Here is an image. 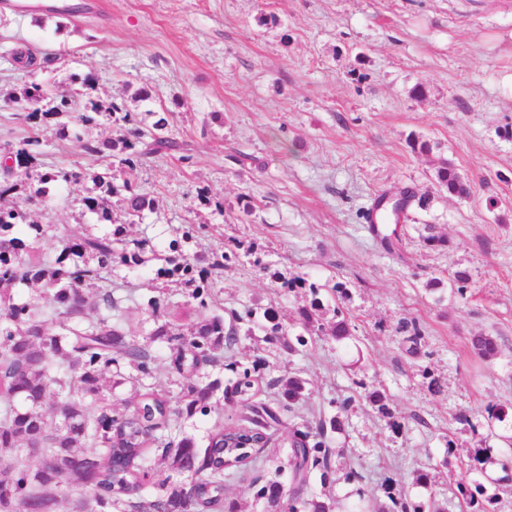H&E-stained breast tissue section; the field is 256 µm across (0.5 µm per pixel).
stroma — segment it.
I'll return each instance as SVG.
<instances>
[{
    "label": "stroma",
    "instance_id": "obj_1",
    "mask_svg": "<svg viewBox=\"0 0 512 512\" xmlns=\"http://www.w3.org/2000/svg\"><path fill=\"white\" fill-rule=\"evenodd\" d=\"M101 2L103 12L67 17L0 9V150L29 134L13 95L32 83L70 94L75 72L93 74L90 97L122 104L141 128L151 112L167 113L179 148L144 159L138 188L156 210L128 226V239L148 237L163 250L180 225L198 224L193 255L235 252L216 305L239 340L213 375L232 382L257 366L256 397L274 409L284 379L305 383L257 461L225 478V499L239 512H270L256 486L275 480L292 489L287 460L300 429L324 432L335 450V483L325 489L311 475L303 494L329 495L336 512L362 502L386 512L389 483L446 512H462L458 484L479 483L495 512H512V485L502 481L512 475V415L488 413L512 403V0ZM27 50L49 65L15 62ZM144 89L153 102L140 100ZM39 138L43 166L93 173L107 164L60 138L55 124L41 126ZM444 162L470 182L469 197L439 184ZM404 188L416 200L389 251L364 215L380 194ZM202 189L222 209L197 206ZM24 210L62 233L106 231L78 191L59 189ZM429 231L443 245H427ZM458 271L470 276L462 292ZM296 277L306 287L284 288ZM337 284L348 292L340 302ZM112 286L125 300L121 325L142 343L153 327L149 298L185 325L206 316L188 305L184 284L158 281L149 267L114 269ZM315 296L324 304L318 327L293 354L265 342L261 324L232 319L268 310L298 334L299 310ZM338 308L351 330L343 341L332 334ZM405 321L420 330L417 347L399 331ZM481 333L498 338L497 357L474 355L470 339ZM155 350V377L113 388L114 408L153 387L176 409L173 437L239 423L245 408L231 393L217 396L208 415L179 414L189 381L166 376L170 350ZM372 389L383 406L366 400ZM334 418L340 429H330ZM477 448L488 460L472 470ZM353 466L363 480L347 479ZM421 472L430 486L417 484Z\"/></svg>",
    "mask_w": 512,
    "mask_h": 512
}]
</instances>
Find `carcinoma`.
Masks as SVG:
<instances>
[{
    "label": "carcinoma",
    "instance_id": "cac0c4a2",
    "mask_svg": "<svg viewBox=\"0 0 512 512\" xmlns=\"http://www.w3.org/2000/svg\"><path fill=\"white\" fill-rule=\"evenodd\" d=\"M14 101L25 111L32 133L6 151L0 163V512H55L51 487L75 495L74 512H238L236 503L224 499V472L247 467L252 449L225 455L221 424L200 442L188 436L165 439L175 411L152 387L140 395L142 413L116 412L103 398L105 374L118 384L126 379L127 367L151 377L155 362L151 346L130 338L118 324L122 306L108 278L112 268L136 270L146 263L149 252L161 261L156 278L187 284L189 303L206 309L215 303L216 281L232 259L226 252L211 260L191 255L189 249L201 229L197 224L181 225L168 244L170 255L164 257L155 255L147 239L126 240V224H137L155 211L154 199L137 190L144 158L177 146L166 135V113H151L155 121L147 131L136 126L117 139L83 142L91 154L119 150L118 165L88 174L43 168L38 127L52 120L61 135L72 133L78 139L80 128L129 125L134 122L131 113L122 112L114 102L57 100L36 83L25 86ZM437 177L449 193L470 196V183L448 163L438 168ZM88 182L92 188L83 203L112 230L103 235H59L57 251L40 256L37 242L54 229L25 222L20 200L44 198L61 184L80 190ZM24 186L29 193L22 197ZM114 198L127 218L125 224L112 218ZM89 291L96 298L93 317L85 311ZM148 308L154 323L150 335L170 349L169 371L198 377L183 392L181 412L189 417L207 414L222 382L206 369L216 366L224 346L237 343L236 329L224 330L221 315L184 326L168 318L156 298L148 301ZM323 308L319 298H312L300 311L304 325H314ZM263 317L271 324L270 335L288 350L307 345L304 335L286 334L274 313L266 311ZM471 346L482 360L501 351L497 338L486 334L472 337ZM303 390V381L290 377L283 398L296 403ZM277 422V414L266 404L251 403L239 425V438L261 447L267 430ZM152 447L185 480H158L145 498L141 489L150 479L145 460ZM32 449L40 451L34 469L23 462L24 451ZM332 457L333 449L323 441L312 442L309 433L293 431L289 466L297 485L306 484L314 471L320 473L322 485L333 483ZM84 488L91 493L83 494ZM457 491L465 512H493V499L481 488L461 484ZM387 497L393 505L390 512H425L391 488ZM281 507L283 512H333L334 502L328 496L304 499L294 488Z\"/></svg>",
    "mask_w": 512,
    "mask_h": 512
}]
</instances>
